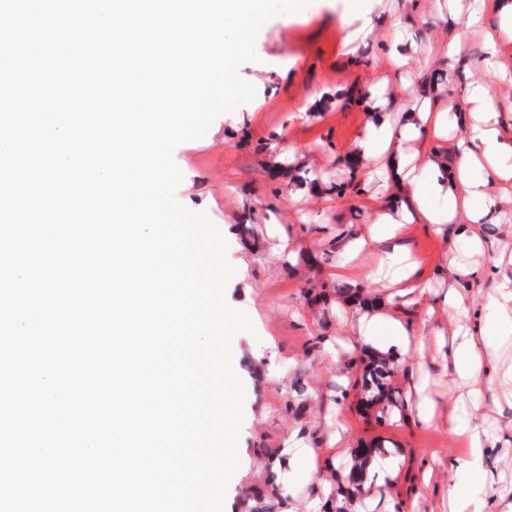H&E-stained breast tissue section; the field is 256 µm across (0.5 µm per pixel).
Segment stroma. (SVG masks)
Instances as JSON below:
<instances>
[{
  "label": "stroma",
  "mask_w": 512,
  "mask_h": 512,
  "mask_svg": "<svg viewBox=\"0 0 512 512\" xmlns=\"http://www.w3.org/2000/svg\"><path fill=\"white\" fill-rule=\"evenodd\" d=\"M445 7V0H374V30L352 58L342 54L341 46L361 20L350 13L346 0H312L302 12L273 18L257 36V61L238 69L255 87L254 99L221 114L202 138L174 150L183 175L177 199L191 210L206 212L221 230L231 264H247L245 270L237 268L225 291L228 305L245 311L255 331L239 333L232 341L234 369L246 397L240 467L229 483L224 512H242L259 487L277 501L279 512H304L317 496L336 501L340 512H367L377 490L374 477H367L363 494L351 501L337 497L335 481L319 487L310 473L329 466L345 470L351 448L376 440L404 459L389 490L396 512H443L442 497L453 484L467 486L487 502L489 512H512V387L497 381L471 394L456 386L438 357L436 326L431 323L413 340L420 365L393 380L404 402L401 413L379 423L365 419L351 387L356 373L347 365L354 307L336 295L320 305L308 304L304 297L307 289L335 286L333 271L350 257L345 233L383 234L365 208L368 201L388 195L383 182H372L341 200L333 188L343 177L337 156L370 136L377 123L368 106H348L347 90L383 78L389 97L407 99L404 74H386L377 64L391 23L411 19L413 34L405 45L409 53H431L438 39L458 34L469 72L482 71L480 36L462 23L442 24L438 12ZM309 101L316 109L307 113L303 106ZM318 185L323 188L319 194L314 191ZM500 198L499 221L484 225L479 251L447 232L436 235L421 224L406 228L409 249L422 260L428 301L448 290V252H455L462 264L483 270L480 283L459 286L462 306L474 324L490 316L497 282L512 277V264L505 261L512 254V186ZM282 227L288 231L286 258L277 252ZM414 385L449 408L451 418L420 422L410 393ZM338 405L343 419L335 424L329 417ZM475 423L491 440L481 470L449 469V447L462 442L464 430ZM336 432L343 447L314 465L300 460L286 468L291 491L281 497L268 481L272 453L285 448L294 433L325 444ZM422 464L433 469L432 486L424 497L415 490Z\"/></svg>",
  "instance_id": "35a3bbf8"
}]
</instances>
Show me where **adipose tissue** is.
<instances>
[{
  "label": "adipose tissue",
  "instance_id": "ef3b65f1",
  "mask_svg": "<svg viewBox=\"0 0 512 512\" xmlns=\"http://www.w3.org/2000/svg\"><path fill=\"white\" fill-rule=\"evenodd\" d=\"M452 14L467 12L468 24L484 28L487 16H494V32L485 41V66L489 71H505L501 46L512 40V0H492L489 12L466 11L464 0H448ZM404 26H396L389 36L382 60L385 70L418 77L430 63L428 55L404 54ZM353 103H368L379 113L371 146L363 148V161L355 167L358 181L382 179L399 194L388 203L371 202V221L386 225L384 237H356L357 249H369L371 263L337 269L336 275L352 281L385 282L386 293L366 302L353 315L354 346L373 343L379 324L390 326L385 352L398 358L411 354L415 325L394 314L396 298L422 296L418 270L420 259L410 257L403 245L405 228L423 224L440 234L454 226L458 236L480 244V226L491 219L500 199L497 185L512 180V137H505L499 116L504 107L493 100L486 87L471 81L461 95L450 94L448 84L434 81L414 93L411 104L400 105L378 87H352ZM461 131L448 140L449 121ZM439 353L462 378L476 379L482 365L479 346L473 335L456 321L448 323V338L440 342Z\"/></svg>",
  "mask_w": 512,
  "mask_h": 512
}]
</instances>
